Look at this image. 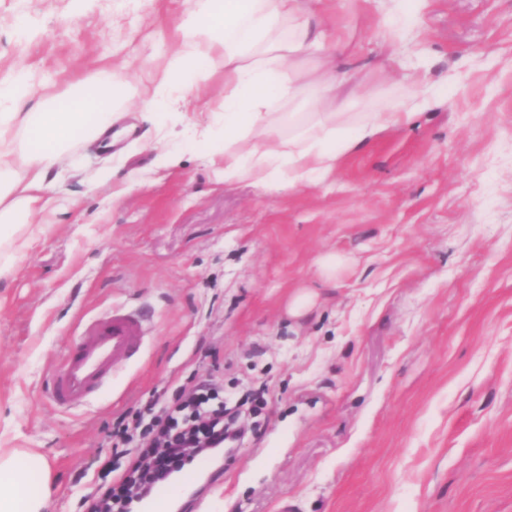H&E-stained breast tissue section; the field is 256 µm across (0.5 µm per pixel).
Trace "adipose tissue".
Returning a JSON list of instances; mask_svg holds the SVG:
<instances>
[{"label":"adipose tissue","mask_w":512,"mask_h":512,"mask_svg":"<svg viewBox=\"0 0 512 512\" xmlns=\"http://www.w3.org/2000/svg\"><path fill=\"white\" fill-rule=\"evenodd\" d=\"M312 0H194L180 25L159 91L141 102L160 113L197 100L211 79L210 63L224 65L223 123L205 129L208 164H223L225 181L251 180L267 191L317 185L345 154L380 133L409 123L427 107L430 89L419 70L409 79L414 96L369 112L351 111L363 97L353 59L337 67L346 42L314 22ZM118 68L100 66L63 93L47 92L35 106L25 68L0 80V240L15 225L46 223L56 197L47 182L75 139L99 142L124 92ZM305 101L312 112L273 111L276 103ZM52 479L43 455L0 450V512H42Z\"/></svg>","instance_id":"obj_1"}]
</instances>
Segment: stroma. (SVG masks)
Here are the masks:
<instances>
[{
	"label": "stroma",
	"instance_id": "35a3bbf8",
	"mask_svg": "<svg viewBox=\"0 0 512 512\" xmlns=\"http://www.w3.org/2000/svg\"><path fill=\"white\" fill-rule=\"evenodd\" d=\"M192 0H0V78L66 86L116 63L120 151L76 141L59 208L0 256V448L41 453L44 512H87L126 464L117 432L188 383L222 387L246 432L165 512H512V0H426L400 53L435 91L413 124L317 187L225 184L194 127L203 98L147 120ZM397 0H329L365 67L368 112L410 92L378 38ZM32 34L19 36L20 26ZM143 342L86 403L53 368L105 308Z\"/></svg>",
	"mask_w": 512,
	"mask_h": 512
}]
</instances>
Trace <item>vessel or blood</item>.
<instances>
[{
    "label": "vessel or blood",
    "instance_id": "b4317fda",
    "mask_svg": "<svg viewBox=\"0 0 512 512\" xmlns=\"http://www.w3.org/2000/svg\"><path fill=\"white\" fill-rule=\"evenodd\" d=\"M141 342V325L134 315L108 311L105 322L86 327L69 343L55 369L52 403L61 408L83 405Z\"/></svg>",
    "mask_w": 512,
    "mask_h": 512
}]
</instances>
